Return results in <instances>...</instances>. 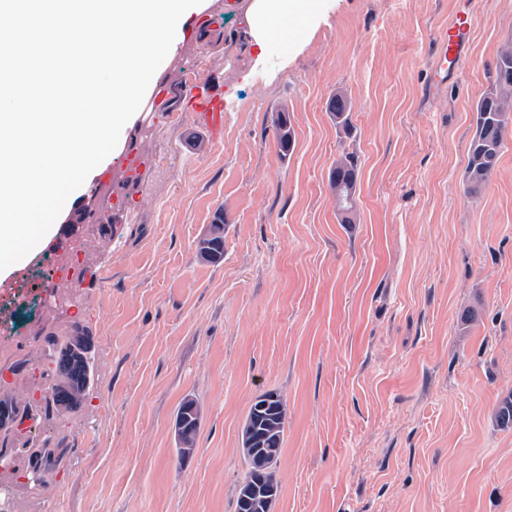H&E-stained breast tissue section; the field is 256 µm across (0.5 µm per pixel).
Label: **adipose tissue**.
<instances>
[{
	"label": "adipose tissue",
	"mask_w": 512,
	"mask_h": 512,
	"mask_svg": "<svg viewBox=\"0 0 512 512\" xmlns=\"http://www.w3.org/2000/svg\"><path fill=\"white\" fill-rule=\"evenodd\" d=\"M325 0H242L239 19L250 45L256 46V62H263L272 46L288 44V27L302 22L313 28L325 13Z\"/></svg>",
	"instance_id": "ef3b65f1"
}]
</instances>
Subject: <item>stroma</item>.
<instances>
[{
    "instance_id": "35a3bbf8",
    "label": "stroma",
    "mask_w": 512,
    "mask_h": 512,
    "mask_svg": "<svg viewBox=\"0 0 512 512\" xmlns=\"http://www.w3.org/2000/svg\"><path fill=\"white\" fill-rule=\"evenodd\" d=\"M225 0L160 66L169 101L125 134L146 157L132 184L73 204L35 258L108 224L75 282L96 382L86 405L42 436L67 454L43 485L58 512H234L241 429L256 396L287 405L273 512H512V133L480 193L464 176L476 105L512 45V0H482L470 57L439 77L433 43L454 0H326V19L262 66ZM207 80L231 108L216 137L181 109L177 87ZM352 103L350 129L328 110ZM294 146L281 155L278 111ZM359 157L357 214L342 223L332 171ZM224 259L196 253L216 214ZM33 264L0 281V399L36 406L42 312L18 313ZM200 409L196 447L176 453L179 405Z\"/></svg>"
}]
</instances>
